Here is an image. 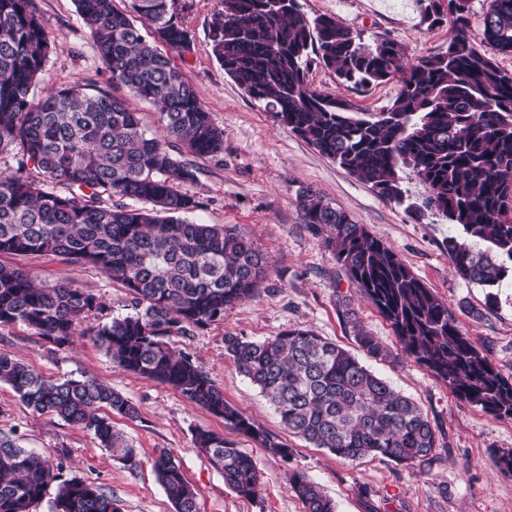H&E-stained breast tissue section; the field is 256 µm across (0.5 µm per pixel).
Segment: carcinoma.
Instances as JSON below:
<instances>
[{
	"label": "carcinoma",
	"instance_id": "carcinoma-1",
	"mask_svg": "<svg viewBox=\"0 0 512 512\" xmlns=\"http://www.w3.org/2000/svg\"><path fill=\"white\" fill-rule=\"evenodd\" d=\"M99 56L137 99L159 107L161 134L111 92L59 88L44 99L32 91L59 47L32 0H0V254L56 255L89 265L120 283L134 312L99 328L82 327L103 309L94 293L66 283L38 282L0 264V327L21 323L58 345L94 336L121 368L180 392L224 418L235 431L283 459L291 449L224 400L174 337L192 336L224 320L252 298L271 257L236 224H201L186 186L198 168L183 158L224 153L216 126L181 71L147 41L133 16L174 50L186 47L172 0H75ZM423 21L451 18L445 51L404 63V48L386 37L367 43L333 16L313 19L298 0H220L209 24L212 52L227 75L274 121L381 197L420 219L455 227L445 239L455 275L495 288L512 274V74L480 51L469 32V0H425ZM483 40L512 54V0H490ZM347 90L367 91L400 77L395 98L378 112L354 108L342 93L308 81L311 59ZM423 184L422 203H406L400 173ZM303 223L331 250L359 295L389 323L391 349L366 330L351 301L342 316L373 359H412L444 381L460 400L512 419V377L463 332L436 295L381 239L315 190L301 187ZM225 354L268 398L288 432L355 464L384 457L414 465L439 438L411 397L369 370L354 354L310 330L288 329L259 341L227 336ZM0 383L28 407L93 433L130 465L134 450L112 416L139 418L121 393L93 378L52 380L0 353ZM195 443L238 496L259 497L254 459L236 442L199 430ZM153 468L174 512H199L197 492L174 455L161 451ZM56 485L55 512H121L118 501L84 479L60 472L0 435V512H33ZM289 489L305 512H335V503L305 472Z\"/></svg>",
	"mask_w": 512,
	"mask_h": 512
}]
</instances>
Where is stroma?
Listing matches in <instances>:
<instances>
[{
  "instance_id": "35a3bbf8",
  "label": "stroma",
  "mask_w": 512,
  "mask_h": 512,
  "mask_svg": "<svg viewBox=\"0 0 512 512\" xmlns=\"http://www.w3.org/2000/svg\"><path fill=\"white\" fill-rule=\"evenodd\" d=\"M308 17L329 15L362 34L365 41L387 36L400 43L407 61L443 51L450 23L431 28L422 20L418 0H299ZM60 40L47 62L44 84L53 88L111 89L90 31L74 0H33ZM177 21L188 31L190 47L170 57L193 86L199 101L224 130L221 159H196L198 180L189 191L202 203L192 219L203 224H236L274 264L254 298L227 312L223 321L194 335L174 338L224 392L240 413L291 450L281 459L226 425L223 418L190 402L174 389L114 364L93 337L62 347L22 325L0 328V352L50 378H93L118 391L139 409L136 420L112 422L136 450L130 466L102 448L90 432L51 414H39L0 384V433L26 450L60 465L63 478L94 482L118 500L122 512H174L158 483L153 461L171 451L198 492L200 512H305L288 489L291 471L306 472L334 500L337 512H512V472L493 463L512 450V420L494 417L459 400L447 384L412 360L366 359V366L414 398L428 414L439 437L429 461L406 466L368 457L351 466L323 448L290 433L266 398L237 369L224 350L226 336L261 340L291 328L310 329L348 350H356L338 300L351 298L364 327L389 346L397 341L377 310L357 297L319 237L303 224L296 204L299 187H309L365 225L387 244L429 288L447 302L460 328L483 345L504 376H512V281L497 288V303L486 305L484 288L452 272L444 242L452 231L445 221L406 215L403 206L377 195L288 128L274 122L260 103L246 95L215 59L208 26L219 0H174ZM37 281L88 288L104 304L93 325L131 313L130 297L120 283L87 266L53 255L19 259ZM204 429L235 441L256 461L262 492L249 501L224 483L196 447L194 433Z\"/></svg>"
}]
</instances>
